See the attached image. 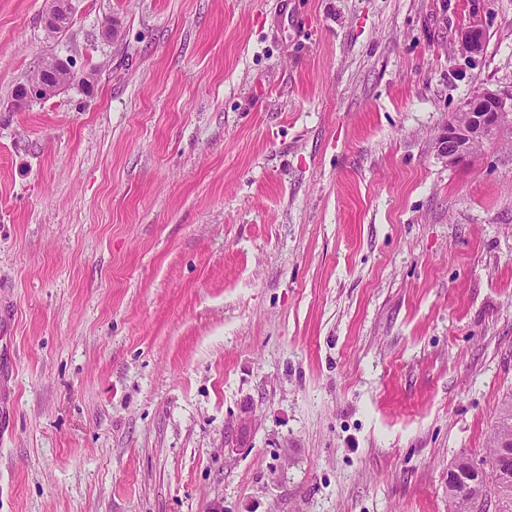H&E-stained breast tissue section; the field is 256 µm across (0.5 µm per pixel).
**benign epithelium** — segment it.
<instances>
[{
	"instance_id": "obj_1",
	"label": "benign epithelium",
	"mask_w": 512,
	"mask_h": 512,
	"mask_svg": "<svg viewBox=\"0 0 512 512\" xmlns=\"http://www.w3.org/2000/svg\"><path fill=\"white\" fill-rule=\"evenodd\" d=\"M73 11V0H50L45 27L52 30L68 24ZM484 36L483 26L473 20L461 35V46L470 54H479L483 51ZM64 87L63 81H32L20 91L15 106L21 109L33 101L48 100ZM460 111L467 113V122H449L443 136L441 154L450 165L470 159L474 143L486 139L491 132H499L507 116L512 112V105H506V102L495 93L484 91L467 98L460 106Z\"/></svg>"
}]
</instances>
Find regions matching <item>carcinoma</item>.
<instances>
[{
    "mask_svg": "<svg viewBox=\"0 0 512 512\" xmlns=\"http://www.w3.org/2000/svg\"><path fill=\"white\" fill-rule=\"evenodd\" d=\"M500 453L507 457L502 459L501 477L496 482L480 474L477 462L468 456L452 463L462 480L448 484L450 512H485L491 501L497 502L500 512H512V398L502 405L491 436L488 456Z\"/></svg>",
    "mask_w": 512,
    "mask_h": 512,
    "instance_id": "obj_1",
    "label": "carcinoma"
}]
</instances>
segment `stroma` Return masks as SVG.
Returning <instances> with one entry per match:
<instances>
[{"instance_id": "obj_1", "label": "stroma", "mask_w": 512, "mask_h": 512, "mask_svg": "<svg viewBox=\"0 0 512 512\" xmlns=\"http://www.w3.org/2000/svg\"><path fill=\"white\" fill-rule=\"evenodd\" d=\"M47 8L0 0V512H448L512 397V146H438L512 100V0ZM50 8L46 13L45 27L48 30L56 28L52 34H60L65 28H57L68 24L74 11L73 0H50ZM484 36L483 26L477 20H473L461 35V46L467 53L480 54L484 47ZM51 63L47 61L42 67L34 71L27 79V83L16 98L15 106L19 109L25 107L33 101H44L56 96L62 88L66 86L65 82L59 81L58 72L50 69ZM50 80H36V79ZM35 80V81H33ZM32 81V82H31ZM460 111L467 112V122H448L443 136L441 154L451 165L470 159L475 142L486 139L491 132L497 134L500 131L509 112H512V102L507 106L495 93L484 91L467 98ZM460 111L455 113L452 120L459 118Z\"/></svg>"}]
</instances>
